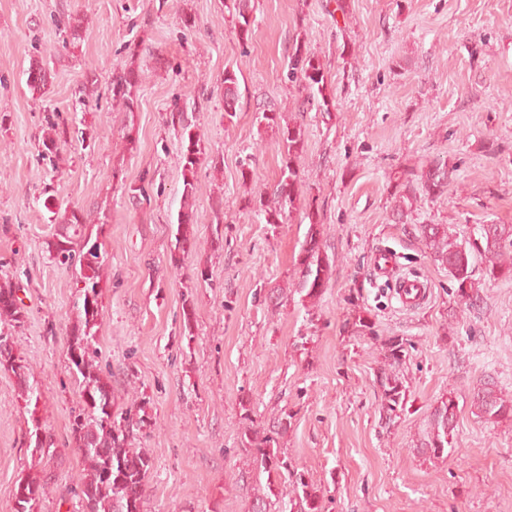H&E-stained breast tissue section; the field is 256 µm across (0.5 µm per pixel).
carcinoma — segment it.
Masks as SVG:
<instances>
[{
    "label": "carcinoma",
    "mask_w": 512,
    "mask_h": 512,
    "mask_svg": "<svg viewBox=\"0 0 512 512\" xmlns=\"http://www.w3.org/2000/svg\"><path fill=\"white\" fill-rule=\"evenodd\" d=\"M234 12L231 22L240 43L252 38L251 0H232ZM145 71L131 64L112 80V105L124 112H133L138 105L137 90ZM288 78L304 92L301 106L314 107L330 114L335 108L327 94V75L320 59L310 50L305 39L293 40L288 55ZM49 81V73L40 64L30 66L27 86L40 93ZM239 82L234 71L224 73V103H237ZM166 123L178 129L182 144L183 206L177 214L174 241L171 242L170 265L182 267L184 258L199 247L195 231L192 203L196 190V175L201 162L200 134L197 124L185 112H171ZM260 123L274 135V144L282 157L279 180L273 199L257 197L258 211L265 223H284L285 211L293 210L301 193L300 170L305 162L307 143L301 126L291 122L283 112L270 110L262 113ZM65 120L60 115L47 118V132L42 141L45 154L58 150V142L65 137ZM454 170L446 160H432L419 167L406 169L394 177L395 204L393 215L399 223H406L416 200V191L439 197L448 192L450 175ZM56 233L47 242L49 259L56 266L75 275L82 306L77 319L67 332L69 369L78 381L82 406L71 422L76 448L86 464L71 488L77 499L78 512H143L146 497V478L151 468L147 451L132 447L133 427L148 425L144 403L131 399L126 413L112 412V384L98 364L97 332L103 315L100 284L107 275V266L101 253L99 238L93 237L90 226L78 210L59 214ZM304 218L309 227L296 259L297 283L294 292L304 304L313 303L327 288L331 276L330 258L324 252L321 232V214L313 204L305 207ZM419 233L433 260L448 270L454 282L456 295L466 305H480L482 297L473 279L474 263L484 264L488 278L512 279V224H480L477 234L461 239L447 224H421ZM19 287L0 280V336H12L11 329L21 326L27 310L17 296ZM405 343L392 340L387 344L385 361L389 370L380 376L383 388L381 412L386 423H391L403 407L405 392L394 373L406 358ZM0 371L12 373L25 407L30 409L29 442L32 456L49 453L50 444L43 438L46 420L38 416L41 394L30 382V368L14 350L0 349ZM471 405L475 414L495 424L512 418V397L508 398L495 383L485 381L477 387ZM457 404L450 394L434 409L429 423L427 441L422 453L440 459L454 448ZM276 438L257 431H249L246 447L250 449L256 469L267 474L264 488L252 498V512H270L272 499L288 495L289 512H323L322 495L318 487L281 453L274 449ZM47 496V485L35 477L23 478L17 484L16 512H35Z\"/></svg>",
    "instance_id": "cac0c4a2"
}]
</instances>
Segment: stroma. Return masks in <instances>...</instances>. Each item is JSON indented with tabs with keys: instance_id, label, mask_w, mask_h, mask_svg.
<instances>
[{
	"instance_id": "stroma-1",
	"label": "stroma",
	"mask_w": 512,
	"mask_h": 512,
	"mask_svg": "<svg viewBox=\"0 0 512 512\" xmlns=\"http://www.w3.org/2000/svg\"><path fill=\"white\" fill-rule=\"evenodd\" d=\"M226 0H0V274L28 311L12 331L41 392L50 454L34 462L30 415L15 377L0 372V512L32 476L49 494L38 512H75L70 495L84 464L70 421L81 404L69 371L67 330L82 303L72 273L49 259L56 226L46 197L101 226L109 273L102 283L100 365L116 412L146 401L152 426L133 442L152 458L144 512H249L266 482L242 441L288 419L281 455L307 471L325 512H512V421L476 416L474 388L493 381L512 397V280L474 277L483 301H459L417 232L448 224H512V0H255L253 34L240 43ZM194 22L186 28L184 19ZM80 23L61 49L67 23ZM305 37L336 99L331 115L300 110L288 53ZM51 77L42 96L26 86L31 62ZM146 78L136 112L112 105V77L129 63ZM235 71V117L224 112V73ZM89 109H80V101ZM193 115L205 152L197 174L199 254L181 271L169 246L181 206V142L166 122ZM291 113L307 141L306 199L323 212L332 272L321 299L303 307L293 288L308 229L301 210L265 223L256 192H271L281 156L259 123ZM67 118V142L41 156L47 113ZM135 125L136 150L121 148ZM456 168L447 193L418 195L407 223L391 221L397 172L435 158ZM145 187L133 196L129 186ZM224 246L209 248L215 211ZM396 275L427 282L403 308L395 277L374 264L380 248ZM205 266L207 280L194 279ZM285 288L278 306L265 296ZM196 310L182 336V304ZM373 332L353 326L356 312ZM409 352L398 376L404 409L381 419L384 345ZM458 403L455 448L420 450L442 398Z\"/></svg>"
}]
</instances>
